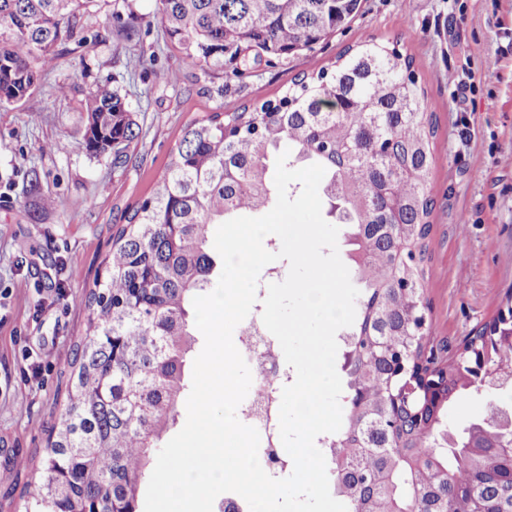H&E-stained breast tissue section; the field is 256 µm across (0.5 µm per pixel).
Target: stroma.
Returning a JSON list of instances; mask_svg holds the SVG:
<instances>
[{
	"label": "stroma",
	"mask_w": 512,
	"mask_h": 512,
	"mask_svg": "<svg viewBox=\"0 0 512 512\" xmlns=\"http://www.w3.org/2000/svg\"><path fill=\"white\" fill-rule=\"evenodd\" d=\"M135 13L133 35L113 13ZM154 0H96L83 48L58 54L36 91L0 107V471L40 454L57 414L91 287L122 213L147 198L191 121L278 99L374 37L411 54L436 118L427 320L456 345L512 288V0H362L360 15L312 52L265 58L199 94L154 16ZM163 72L155 80V72ZM65 83L67 96L55 89ZM125 97L140 126L132 163L81 145L96 85ZM512 406V387L475 392L448 415L458 428Z\"/></svg>",
	"instance_id": "obj_1"
}]
</instances>
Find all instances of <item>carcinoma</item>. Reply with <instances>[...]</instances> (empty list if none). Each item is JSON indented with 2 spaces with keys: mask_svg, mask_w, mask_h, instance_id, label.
I'll return each mask as SVG.
<instances>
[{
  "mask_svg": "<svg viewBox=\"0 0 512 512\" xmlns=\"http://www.w3.org/2000/svg\"><path fill=\"white\" fill-rule=\"evenodd\" d=\"M91 0H0V107L29 98L58 51L87 43ZM362 0H155L167 41L201 89L263 57L286 59L344 28ZM414 58L370 38L332 69L304 75L249 110L188 124L151 195L115 226L75 344L64 404L38 459L22 512H140L165 433L187 391L193 298L213 287L211 226L277 200L272 161L320 164L328 214L349 226L360 294L344 348L341 429L329 485L347 512H512V431L491 421L448 428V408L511 385L512 291L504 308L431 358L424 299L434 200L436 120ZM82 147L130 161L139 126L125 98L100 85L83 103ZM443 397L403 404L399 368Z\"/></svg>",
  "mask_w": 512,
  "mask_h": 512,
  "instance_id": "obj_1",
  "label": "carcinoma"
}]
</instances>
